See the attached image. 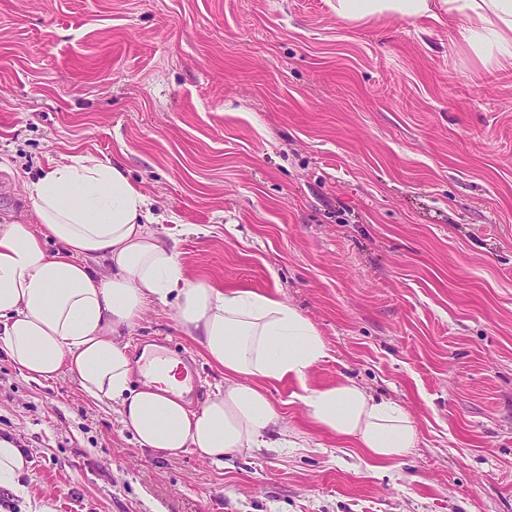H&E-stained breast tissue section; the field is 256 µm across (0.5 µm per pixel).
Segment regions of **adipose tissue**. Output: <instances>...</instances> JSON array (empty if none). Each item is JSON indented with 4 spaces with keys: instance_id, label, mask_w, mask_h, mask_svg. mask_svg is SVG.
<instances>
[{
    "instance_id": "ef3b65f1",
    "label": "adipose tissue",
    "mask_w": 512,
    "mask_h": 512,
    "mask_svg": "<svg viewBox=\"0 0 512 512\" xmlns=\"http://www.w3.org/2000/svg\"><path fill=\"white\" fill-rule=\"evenodd\" d=\"M465 21L464 46L484 60H512V0H331L348 23L415 20L434 5ZM34 223L0 225V351L35 380L74 375L93 400L117 405L140 447L175 457L186 449L219 461L287 444L290 431L264 390L296 381L295 398L317 428L352 440L380 462L403 458L418 431L397 402L353 379L311 388L327 355L317 328L273 294L192 281L172 244L150 228L148 197L120 166L61 156L26 183ZM104 260L106 270L93 263ZM173 304L181 331L224 370L196 410L182 396L181 362L133 387L123 341L148 304Z\"/></svg>"
}]
</instances>
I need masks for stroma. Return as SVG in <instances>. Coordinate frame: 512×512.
Returning a JSON list of instances; mask_svg holds the SVG:
<instances>
[{"label":"stroma","instance_id":"1","mask_svg":"<svg viewBox=\"0 0 512 512\" xmlns=\"http://www.w3.org/2000/svg\"><path fill=\"white\" fill-rule=\"evenodd\" d=\"M119 163L192 278L275 293L318 329L312 386L397 401L387 464L267 391L300 448H139L71 374L0 355V512H512V62L447 14L348 24L328 0H0V224L60 155ZM224 380L169 305L129 336ZM24 456L12 441L0 439V488L18 491V479L24 468Z\"/></svg>","mask_w":512,"mask_h":512}]
</instances>
